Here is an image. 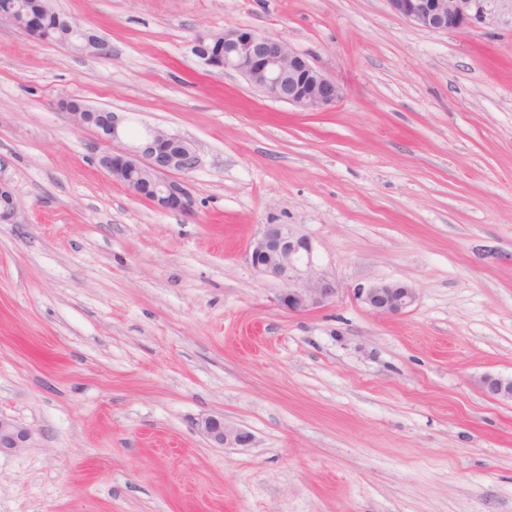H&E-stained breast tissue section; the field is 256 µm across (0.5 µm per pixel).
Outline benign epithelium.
I'll return each mask as SVG.
<instances>
[{
    "label": "benign epithelium",
    "instance_id": "obj_1",
    "mask_svg": "<svg viewBox=\"0 0 512 512\" xmlns=\"http://www.w3.org/2000/svg\"><path fill=\"white\" fill-rule=\"evenodd\" d=\"M398 17L428 33H448L461 29L512 27V0H387ZM22 15L0 10L37 41L47 30L46 20L60 35V41L79 53L101 54L105 42L72 20L56 13L49 0L33 5ZM194 52L219 72L235 71L268 97L295 105L305 111L320 112L344 95L343 87L312 64L286 42L247 27L228 29L218 36L200 34ZM78 129H93L102 150L98 164L112 179L122 183L136 197L161 211L190 214L194 200L181 176L194 171L199 154L186 139L149 128L134 147L120 144L123 118L86 105L67 111ZM15 216L13 194L0 182V223ZM252 267L281 285L279 304L291 312L313 311L327 306L339 294L336 280L316 271L311 240L288 224H262L250 243ZM357 296L374 314L397 315L416 302L413 288L398 281H378L361 288ZM484 391L512 399V379L488 375L481 380ZM197 428L214 447L239 448L252 442V435L224 422V417L204 415ZM30 433L19 423L0 417V453L19 451L28 445Z\"/></svg>",
    "mask_w": 512,
    "mask_h": 512
}]
</instances>
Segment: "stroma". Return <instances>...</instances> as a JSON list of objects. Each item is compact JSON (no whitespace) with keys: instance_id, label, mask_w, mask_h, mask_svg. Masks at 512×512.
I'll return each mask as SVG.
<instances>
[{"instance_id":"stroma-1","label":"stroma","mask_w":512,"mask_h":512,"mask_svg":"<svg viewBox=\"0 0 512 512\" xmlns=\"http://www.w3.org/2000/svg\"><path fill=\"white\" fill-rule=\"evenodd\" d=\"M104 55L0 19V512H512V28L428 33L386 0H53ZM247 26L344 89L307 112L216 73ZM191 141L193 215L97 163L62 99ZM309 236L335 301L251 265ZM415 288L373 315L358 289ZM253 435L216 448L201 416ZM252 267L279 283V304L291 312L313 311L336 300V281L316 271L311 240L288 224H263L250 243ZM30 433L19 423L0 417V454L27 448Z\"/></svg>"}]
</instances>
